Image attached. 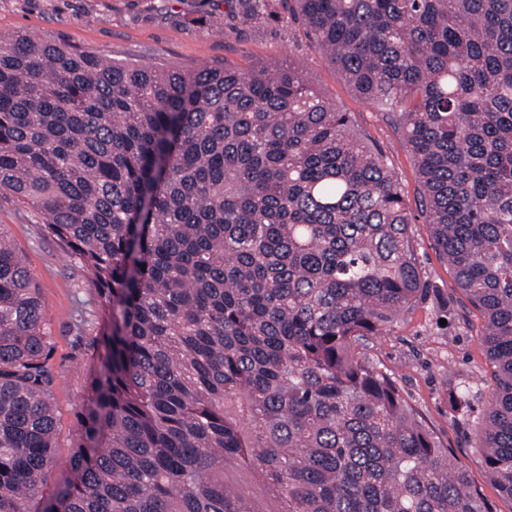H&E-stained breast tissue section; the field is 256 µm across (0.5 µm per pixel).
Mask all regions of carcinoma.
<instances>
[{
	"instance_id": "obj_1",
	"label": "carcinoma",
	"mask_w": 512,
	"mask_h": 512,
	"mask_svg": "<svg viewBox=\"0 0 512 512\" xmlns=\"http://www.w3.org/2000/svg\"><path fill=\"white\" fill-rule=\"evenodd\" d=\"M272 2L224 0L255 28ZM281 2L402 129L420 213L484 318L477 448L512 499V0ZM0 196L99 299L60 463L48 306L0 230V512H492L359 350L448 297L422 280L386 156L299 65L0 35Z\"/></svg>"
}]
</instances>
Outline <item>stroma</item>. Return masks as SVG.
I'll return each instance as SVG.
<instances>
[{
    "label": "stroma",
    "instance_id": "35a3bbf8",
    "mask_svg": "<svg viewBox=\"0 0 512 512\" xmlns=\"http://www.w3.org/2000/svg\"><path fill=\"white\" fill-rule=\"evenodd\" d=\"M224 11V0H0V32L58 35L107 58L151 66L208 64L249 70L296 61L326 100L351 113L362 139L386 154L407 204L415 205L418 173L401 130L358 96L315 49L305 29L289 23L278 7L258 29ZM0 229L32 269L48 304L51 361L57 373L53 403L60 423L57 455L63 459L70 451L83 389L89 336L84 321L94 314L97 297L82 270L63 259L32 210L0 197ZM410 230L423 279L447 294L451 306L443 316L431 300L420 301L384 335L371 338L364 352L396 381L494 512H512V500L500 496L476 446L475 424L485 414L493 389L481 345L483 318L439 259L429 225L419 220ZM460 384L471 389V408L464 414L450 400Z\"/></svg>",
    "mask_w": 512,
    "mask_h": 512
}]
</instances>
